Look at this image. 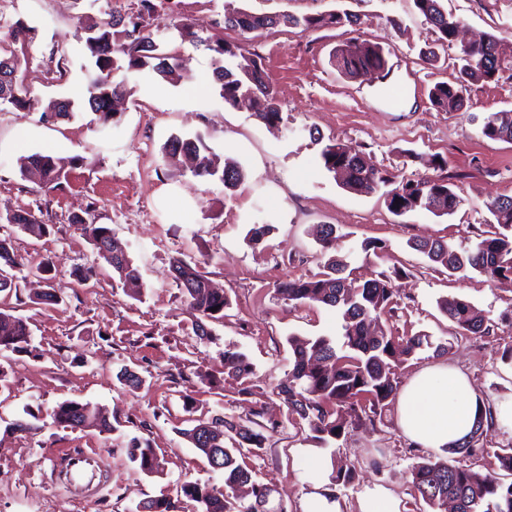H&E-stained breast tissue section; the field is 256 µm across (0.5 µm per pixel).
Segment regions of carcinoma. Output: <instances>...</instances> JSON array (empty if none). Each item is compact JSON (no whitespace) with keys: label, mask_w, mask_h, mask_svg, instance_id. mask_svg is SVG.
Instances as JSON below:
<instances>
[{"label":"carcinoma","mask_w":512,"mask_h":512,"mask_svg":"<svg viewBox=\"0 0 512 512\" xmlns=\"http://www.w3.org/2000/svg\"><path fill=\"white\" fill-rule=\"evenodd\" d=\"M413 2L438 35V41L445 44L454 40L458 21L444 12L440 0ZM139 5L134 18L125 20L111 13L100 25L86 31L85 47L91 58V65L85 70L86 104L105 123L127 94L125 83L112 79L114 72L123 68L134 72L149 67L164 80L180 78L173 63L177 49L161 50L150 28V21L160 18L159 9L163 8L164 0L157 4L154 0H139ZM356 24L357 17L336 10L302 17L256 15L241 9L224 14V27L242 35L280 26L307 30ZM172 28L181 42L202 46L212 54L214 81L227 104L234 106L239 97L249 94L254 101L255 115L261 122L266 125L280 122L281 112L265 81L260 58L246 48L245 42L204 37L186 19L172 23ZM32 34L33 28L18 20L9 25L7 38L0 41V61L11 60L7 71L9 79L0 78V105L8 103L15 109L32 105L30 86L26 83L28 69L22 68L16 49V45L31 39ZM334 57L341 73L349 79L387 70L383 49L368 40H356L345 48H338ZM461 61L454 83L439 82L430 90L433 105L441 111L461 109L469 84L495 81L505 69L512 67V60H506L501 50L500 39L491 34L463 48ZM481 133L491 140L512 143V113L490 114ZM166 150L173 155L190 157L195 176L216 178L227 190L235 189L244 178L238 166L228 162L220 164L199 137L173 136ZM321 160L325 170L340 176L342 186L353 192L376 188L395 179L367 165L359 149L341 141L327 145L321 152ZM18 163L21 172H36L41 188L46 191L61 187L66 179L64 168L50 154L21 156ZM386 201L389 210L396 215L425 210L442 216L453 212L459 197L449 186L448 179L425 175L401 180L399 187L387 194ZM487 209L500 231L478 238L472 247L459 252L442 240L422 238L414 243V249L450 273L471 270L492 280L512 278V196L494 199ZM5 221L37 236L48 233V225L30 211L14 212L7 215ZM73 223L80 226L98 257L112 268L127 293L132 297L141 296L143 283L138 269L123 251L110 247L111 228L88 224L79 217ZM338 240L335 225L321 226L323 251H336ZM347 267L344 259L332 255L325 263V272L310 278L289 279L279 283L277 288L288 301L323 304L342 314L343 333L338 340L326 336L289 340L292 367L272 390L288 413L304 421L313 439L322 445L340 439L356 421H383V413L389 410L397 395L395 367L400 363V356H412L423 346L432 345L427 336L401 335L392 326L382 324L383 316L395 314V290L390 279L367 280L356 288L344 290L340 285L347 280ZM40 272L47 289L37 296V302L52 304L61 300L63 287L54 282L51 264L44 263ZM172 273L185 298L195 335L202 340L210 339L206 323L224 319L231 305L228 296L212 288L205 273L182 259L173 261ZM440 308L463 335H483L488 331L485 316L466 300L445 299L440 302ZM30 336L24 319L0 308L1 351L26 350ZM224 373L239 384L238 393L253 394L249 385L251 365L244 354L231 347L224 349ZM262 417L260 408L252 410L246 419L215 415L199 419L192 427L179 431L208 462L219 460L220 471L224 473L222 489L197 483L182 486L184 494L197 503L196 512H285L281 505L270 506L278 491L254 480L252 470L237 458L244 448L250 452L265 447L266 426L260 421ZM52 420L56 425L73 430L94 426L106 433L118 431L107 416L79 401L58 404L52 412ZM493 426V407L483 400L471 432L448 452L475 455L476 442ZM126 451L130 462L145 475L161 473L160 459L147 440L130 438ZM410 478L418 498L432 509L452 501L456 512H512V482L506 484L491 473L482 475L459 461L446 457L427 458L412 466ZM247 485L251 489V500L246 503L238 496V490Z\"/></svg>","instance_id":"carcinoma-1"}]
</instances>
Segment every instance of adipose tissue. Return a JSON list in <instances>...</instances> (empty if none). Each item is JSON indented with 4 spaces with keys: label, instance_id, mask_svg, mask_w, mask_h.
Segmentation results:
<instances>
[{
    "label": "adipose tissue",
    "instance_id": "adipose-tissue-1",
    "mask_svg": "<svg viewBox=\"0 0 512 512\" xmlns=\"http://www.w3.org/2000/svg\"><path fill=\"white\" fill-rule=\"evenodd\" d=\"M479 397L459 369L446 364L421 368L401 389L399 425L418 447L445 452L472 429Z\"/></svg>",
    "mask_w": 512,
    "mask_h": 512
}]
</instances>
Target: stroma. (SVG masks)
I'll return each mask as SVG.
<instances>
[{
	"label": "stroma",
	"mask_w": 512,
	"mask_h": 512,
	"mask_svg": "<svg viewBox=\"0 0 512 512\" xmlns=\"http://www.w3.org/2000/svg\"><path fill=\"white\" fill-rule=\"evenodd\" d=\"M138 0H0V38L12 22L35 27L24 48L34 75L30 109L0 111V215L25 210L49 226L32 236L0 222V237L10 239L22 264L12 271L11 288L0 292V307L26 320L31 340L26 351L0 352L8 374L0 385V512H137L140 503L164 495L172 512H195L181 487L186 483L220 486L221 472L180 434L190 420L223 413L249 417L264 405L267 440L246 463L258 482L281 493L286 512H301L315 487L311 458L340 457L353 480L337 486L343 512H360L365 488L378 485L400 502L401 512H416L409 483L411 466L431 457L403 434L396 412L383 422H359L331 448H317L307 425L289 417L272 388L290 368L289 338L340 337L343 320L336 310L284 300L280 282L314 276L328 259L316 237L319 225H336L338 253L357 282L391 278L398 309L390 323L399 332L430 337L431 347L408 358L398 371L407 383L421 368L444 362L461 369L478 396L493 406L495 425L477 461L461 456L481 473L499 472L495 451L512 448V280L490 281L473 273L448 274L409 246L431 236L462 249L488 231L489 202L512 196V144L481 134L492 112L512 111V71L498 81L470 85L464 107L439 111L430 101L435 83L454 82L465 42L493 34L512 55V0H441L464 29L452 43L437 42L413 0H171L172 19H189L211 28L225 6L257 14L297 16L345 9L359 16L357 27L302 30L280 27L251 39L273 89L282 121L271 128L250 106L225 104L211 81L207 52L181 51L185 77L204 90L189 99L180 86L150 70L115 72L130 94L109 124L84 108L88 64L80 23L93 24L111 11L135 12ZM381 45L388 55V79L343 77L333 51L353 40ZM73 102L62 119L46 112L51 100ZM202 137L221 158L238 163L242 183L232 191L213 179L185 171L164 146L171 136ZM342 141L362 152L376 169L410 179L436 172L460 202L448 215L417 210L402 216L387 207L385 189L350 192L321 164V151ZM47 152L65 160L62 188L44 191L17 166L20 153ZM111 228L118 246L131 258L146 288L129 297L111 268L96 261L74 216ZM266 226L261 242L248 231ZM383 246L365 256L362 245ZM196 264L231 300L228 317L212 324V338L200 340L170 266L174 258ZM50 261L65 286L55 305L34 303L44 289L37 269ZM97 274L77 282L84 267ZM402 276H395V269ZM460 298L482 311L490 324L485 336L459 335L438 307ZM443 345L444 354L434 352ZM243 352L252 364L253 399L238 395L224 374L225 347ZM142 377L136 389L116 378L121 369ZM77 400L119 416L116 433L95 428L71 430L54 425L53 408ZM26 431L13 430L16 421ZM147 439L156 448L161 474L137 471L126 456L129 438ZM65 448H97L104 455L102 485L91 496L60 480Z\"/></svg>",
	"instance_id": "1"
}]
</instances>
